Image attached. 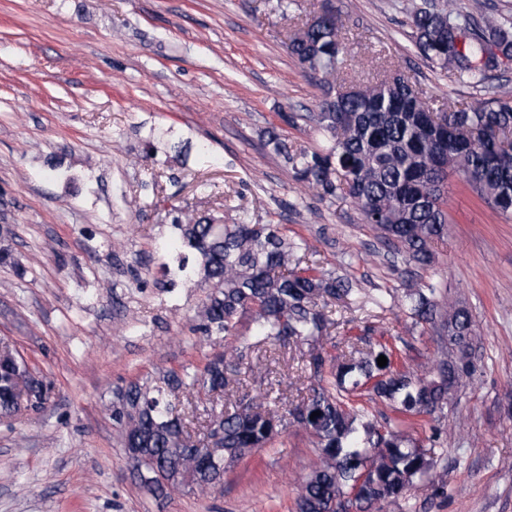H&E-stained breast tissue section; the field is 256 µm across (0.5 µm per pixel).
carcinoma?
<instances>
[{
	"label": "carcinoma",
	"instance_id": "cac0c4a2",
	"mask_svg": "<svg viewBox=\"0 0 512 512\" xmlns=\"http://www.w3.org/2000/svg\"><path fill=\"white\" fill-rule=\"evenodd\" d=\"M411 37L432 67L451 69L473 88L512 59V22L479 19L453 7L450 0H410ZM315 21L291 31L287 49L302 68L320 76L319 112L309 116L326 144L295 149L275 127L267 144L295 178L320 199L350 197L363 222L378 231L392 256L425 269L433 263L432 245L448 224L443 196L451 173L461 174L477 195L507 220L512 219V88L474 105L433 109L402 73L371 84L343 77L347 47L344 22L332 0H321ZM187 253L198 265L199 287L207 289L197 331L208 339L235 335L249 317L260 343L311 346L309 366L315 383L309 395L289 407V422L317 440L320 461L303 481L296 512H370L373 505L403 496L431 467L438 434L424 445L398 424L363 421V393L386 401L393 410L430 417L454 392L474 379L473 319L457 304L444 308L439 283H410L406 301L419 324H431L446 337L451 358L438 360L418 376L398 364V348L382 339L361 349L374 329L348 337V356L335 362L319 342L332 322L324 308L351 299L352 282L309 265L305 243L288 237L279 224H220L210 214L173 217ZM387 365L377 364L379 356ZM251 370L239 353L219 354L199 372L168 371L152 382H131L116 389L112 421L120 432L140 485L152 494L190 486L201 493L224 481V472L245 455L271 444L282 418L258 410L256 398L236 400L211 412L209 435L215 447L187 446L185 414L172 397L201 386L221 398ZM29 390L30 408L49 400L51 385L32 374L19 351L0 346V417L19 412L17 391ZM315 411L320 415L311 417Z\"/></svg>",
	"mask_w": 512,
	"mask_h": 512
}]
</instances>
